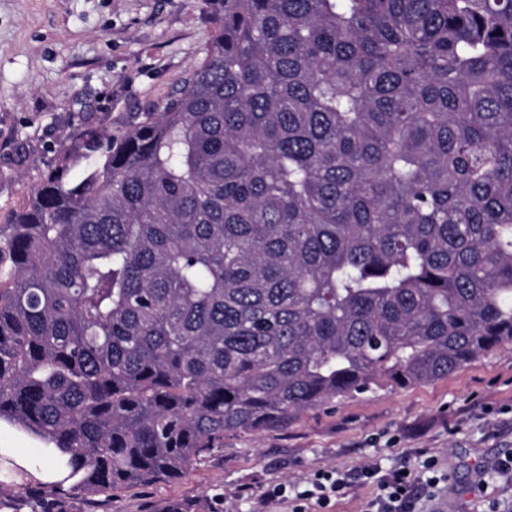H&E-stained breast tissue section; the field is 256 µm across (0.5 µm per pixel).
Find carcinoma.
Returning a JSON list of instances; mask_svg holds the SVG:
<instances>
[{
	"instance_id": "carcinoma-1",
	"label": "carcinoma",
	"mask_w": 512,
	"mask_h": 512,
	"mask_svg": "<svg viewBox=\"0 0 512 512\" xmlns=\"http://www.w3.org/2000/svg\"><path fill=\"white\" fill-rule=\"evenodd\" d=\"M179 94L0 225V419L96 495L512 343V0H200Z\"/></svg>"
}]
</instances>
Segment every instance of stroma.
I'll return each mask as SVG.
<instances>
[{
    "instance_id": "35a3bbf8",
    "label": "stroma",
    "mask_w": 512,
    "mask_h": 512,
    "mask_svg": "<svg viewBox=\"0 0 512 512\" xmlns=\"http://www.w3.org/2000/svg\"><path fill=\"white\" fill-rule=\"evenodd\" d=\"M214 30L194 0H0V217L56 163L62 146L119 132L176 95ZM512 455V344L413 388L334 399L262 433L238 432L174 482L112 494L11 486L64 512H154L167 499L198 512H291L324 471L386 470L434 458L442 476L415 488V512H494L512 500L493 473ZM284 496L268 498L274 487Z\"/></svg>"
}]
</instances>
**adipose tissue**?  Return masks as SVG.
<instances>
[{
  "instance_id": "ef3b65f1",
  "label": "adipose tissue",
  "mask_w": 512,
  "mask_h": 512,
  "mask_svg": "<svg viewBox=\"0 0 512 512\" xmlns=\"http://www.w3.org/2000/svg\"><path fill=\"white\" fill-rule=\"evenodd\" d=\"M69 456L59 448L8 447L0 444V482L12 485H71Z\"/></svg>"
}]
</instances>
